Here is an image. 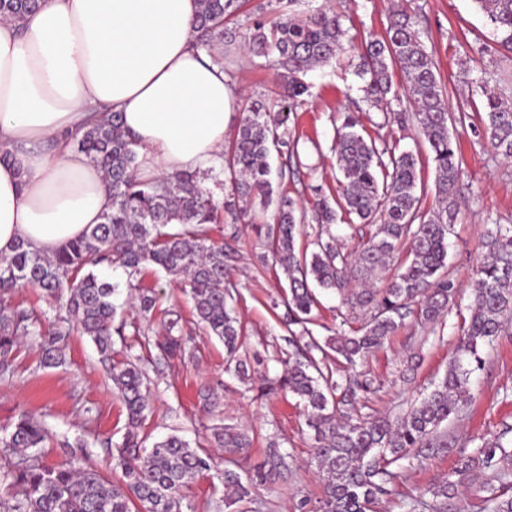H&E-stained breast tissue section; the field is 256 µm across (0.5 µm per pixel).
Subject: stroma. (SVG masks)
Instances as JSON below:
<instances>
[{"instance_id":"35a3bbf8","label":"stroma","mask_w":512,"mask_h":512,"mask_svg":"<svg viewBox=\"0 0 512 512\" xmlns=\"http://www.w3.org/2000/svg\"><path fill=\"white\" fill-rule=\"evenodd\" d=\"M326 6L342 15L344 28L357 43L370 36H383L395 10L418 15L421 38L434 52L450 109L466 115L454 131L462 153L463 191L448 238L446 270L458 292L446 325L437 334L432 326L407 321L363 365L378 384L370 414L394 419L447 372L456 353L462 320L470 314L484 235L493 223L512 224V159L494 150L477 117L482 100L480 80L499 81L503 93L512 96V53L497 50L493 30L472 0H306L302 9L311 13ZM358 63L357 52L351 49L306 77L310 95L298 110L291 141L312 173L303 183L282 185L303 208L314 204V187H321L328 198L336 196L332 147L350 100L360 96ZM224 70L241 89L232 120H239L251 101L276 98L280 76L266 59L239 50L225 60ZM238 228L240 260L233 279L240 286L241 296L236 315L244 328L245 347L261 358L257 379L272 378L283 371L275 356L288 330L281 321L282 310L271 309L270 302L281 298L284 275L275 260L258 261L264 248L255 228L243 222ZM141 284L157 293L156 319L175 312L181 315L184 327H191L192 302L164 272L146 270ZM195 344L199 363L152 377V412L145 423V434L154 440L171 433L182 435L192 447L222 460L223 449L210 447L207 442L216 419L199 404L200 388H211L221 399L224 423L247 428L256 437L248 457L240 461L242 467L263 459L267 440L273 435L291 455L285 477L273 486L254 489L250 501L242 503V512H300L302 500H318L323 480L312 462L313 439L297 398L259 396L257 390L226 373L224 346L218 339L199 334ZM413 353L421 357L422 365L414 379L402 380L401 362ZM23 410L41 417L54 436L46 445L45 463L68 459L70 442L80 438L86 443L83 463L101 468L105 478L118 481V474L107 466L108 451L102 442L107 438L120 441L126 412L89 337L71 332L65 341L64 364L47 369L39 367L32 339L24 340L14 361L13 377L0 379V427ZM507 430L512 431V335L498 338L485 357L483 370L473 378L459 417L442 424L447 449L423 464L403 469L391 495L380 499L375 512H405L402 502L412 497L432 502L433 487L454 479L460 457L471 454L484 439Z\"/></svg>"}]
</instances>
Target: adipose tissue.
Returning <instances> with one entry per match:
<instances>
[{
    "label": "adipose tissue",
    "mask_w": 512,
    "mask_h": 512,
    "mask_svg": "<svg viewBox=\"0 0 512 512\" xmlns=\"http://www.w3.org/2000/svg\"><path fill=\"white\" fill-rule=\"evenodd\" d=\"M198 0H43L0 20V256L26 242L45 255L101 223L103 171L64 148L111 112L148 181L218 167L236 91L197 48Z\"/></svg>",
    "instance_id": "1"
}]
</instances>
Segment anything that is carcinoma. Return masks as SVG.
I'll use <instances>...</instances> for the list:
<instances>
[{
  "label": "carcinoma",
  "instance_id": "carcinoma-1",
  "mask_svg": "<svg viewBox=\"0 0 512 512\" xmlns=\"http://www.w3.org/2000/svg\"><path fill=\"white\" fill-rule=\"evenodd\" d=\"M487 18L497 44L512 52V0H472ZM37 0H0V16L20 19L34 12ZM241 0H199L194 30L196 45L206 49L215 39L236 40L225 27L237 14ZM341 16L319 9L310 16L288 14L282 22L266 26L258 19L242 34L243 49L272 59L281 70L278 113L253 103L239 121L224 150V175L232 200L218 204L204 188V174L181 172L161 181L137 177L135 142L123 129L121 115L112 112L86 129L69 136V144L105 174L112 205L99 224L64 245L51 256L31 251L20 243L9 257H0V376L14 373L21 337H35L40 364L55 367L64 361L61 327L44 335L37 330L43 314L12 309L8 300L23 288H38L56 309L65 312L58 322H73L88 336L106 365L112 387L126 411L122 441L103 444L117 448L113 468L122 473L121 485L105 480L98 470L84 467L73 457L59 465L43 462L41 448L52 434L39 419L21 412L0 436V486L7 498L5 512H183L186 484L211 469L212 458L176 434L153 446L140 435L150 412V382L145 358L114 348L112 333L117 307L113 297L118 285L102 279L95 267L106 263L125 272L126 288L140 316L151 320L156 299L140 287V276L149 266L176 280L193 302L196 325L224 343L225 371L240 382L252 380L251 358L242 349V329L232 302L237 295L231 280L237 252L229 243L210 239L213 224L231 217L227 235L237 237L235 223L251 212L239 202L259 206L270 214L264 237L282 269L288 293L282 298V322L288 328L282 351L281 375L265 380L261 394L290 392L304 403L306 425L315 440L314 463L324 476L323 495L315 512H374L379 499L390 494L400 477L402 461L427 459L447 448L438 434L442 423L458 414L472 374L482 368L485 348L512 329V224H494L483 247L486 258L477 269L474 304L464 321L457 357L444 378L424 397L415 400L396 423L386 417L362 413L376 392L368 373L346 374L344 363L365 361L390 337L414 318L420 324L439 325L457 294L445 276L448 234L456 217L460 196L462 160L450 132L452 115L448 95L438 73L433 52L421 40L418 21L400 12L381 38L361 42L359 74L365 80L363 97L351 101L352 109L336 128L334 152L341 178L336 198L320 196L313 206L308 228L306 211L276 193L271 179V147L286 143L290 112L308 93L304 77L345 50ZM400 75L412 111L402 108L393 88L392 71ZM481 123L490 143L504 157H512V98L483 82ZM377 110L384 120L401 127L417 125L428 143L434 172L437 211L420 210L416 195L423 169L419 152L397 150V145H377L366 130L367 112ZM346 224L354 232L369 228L351 253L336 246L331 226ZM313 238L315 250H296L297 237ZM410 251L399 262L398 272L383 288L366 285L387 269L398 247ZM334 290L342 303L359 310L365 321L357 330L343 324L333 335L320 338L307 324L319 305L313 286ZM299 330H294V327ZM140 350L156 354L153 368L160 371L182 362L187 355L181 317L163 320V335L149 336L134 328ZM212 443L230 455L253 444L254 437L234 425L215 424ZM288 452L269 443L263 461L249 469L224 467V508L250 499L252 490L272 484L288 471ZM488 472L478 492L490 512H512V495L505 483L512 478V454L500 439L488 440L460 459L457 474Z\"/></svg>",
  "mask_w": 512,
  "mask_h": 512
}]
</instances>
